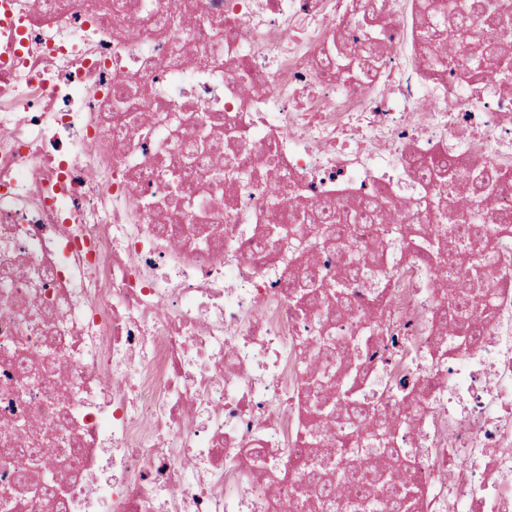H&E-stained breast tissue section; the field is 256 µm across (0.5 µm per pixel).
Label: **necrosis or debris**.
I'll return each mask as SVG.
<instances>
[{
	"label": "necrosis or debris",
	"mask_w": 512,
	"mask_h": 512,
	"mask_svg": "<svg viewBox=\"0 0 512 512\" xmlns=\"http://www.w3.org/2000/svg\"><path fill=\"white\" fill-rule=\"evenodd\" d=\"M0 0V504L39 512H289L311 500L303 465L336 471L307 441L308 399L350 388L393 416L390 443L363 434V461L394 447L420 473L410 512H512V92L459 58L400 52L413 24L398 0ZM378 32L372 83L325 74L336 40ZM224 32L217 49L199 30ZM136 86L118 108L116 81ZM223 126L207 130L210 114ZM248 155L246 175L173 193L167 160L189 133ZM508 157L505 197L477 207L494 253L486 334L458 344L441 323L456 277L437 287L415 242L447 233L446 195L419 173ZM301 207L350 208L379 191L390 217L358 224L367 271L305 229L303 256L267 220L272 171ZM178 228L176 237L160 232ZM342 315L299 310L308 262ZM56 453L7 464L16 425ZM306 447V458L296 448ZM262 449L264 467L252 463Z\"/></svg>",
	"instance_id": "1"
}]
</instances>
